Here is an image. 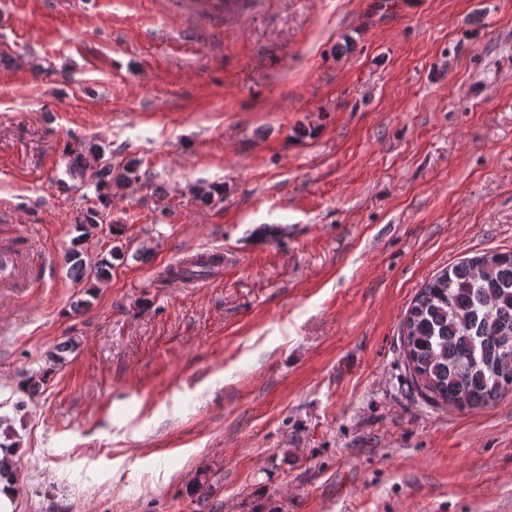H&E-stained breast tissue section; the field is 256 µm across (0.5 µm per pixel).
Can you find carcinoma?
Instances as JSON below:
<instances>
[{"mask_svg": "<svg viewBox=\"0 0 512 512\" xmlns=\"http://www.w3.org/2000/svg\"><path fill=\"white\" fill-rule=\"evenodd\" d=\"M135 158L105 157L92 139L69 172L94 188L97 205L79 220L83 234L102 224L112 196L141 179ZM77 238L68 254L77 277L86 273ZM405 358L418 386L458 410L512 395V251H492L441 271L418 292L403 322Z\"/></svg>", "mask_w": 512, "mask_h": 512, "instance_id": "carcinoma-1", "label": "carcinoma"}]
</instances>
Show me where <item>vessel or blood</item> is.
I'll list each match as a JSON object with an SVG mask.
<instances>
[{
    "label": "vessel or blood",
    "mask_w": 512,
    "mask_h": 512,
    "mask_svg": "<svg viewBox=\"0 0 512 512\" xmlns=\"http://www.w3.org/2000/svg\"><path fill=\"white\" fill-rule=\"evenodd\" d=\"M204 261L213 274L224 270V252L212 248L194 254L185 252L172 263L173 268H187L190 260ZM49 270L43 254L25 227L17 226L0 235V295L16 296L29 292L44 282Z\"/></svg>",
    "instance_id": "obj_1"
}]
</instances>
